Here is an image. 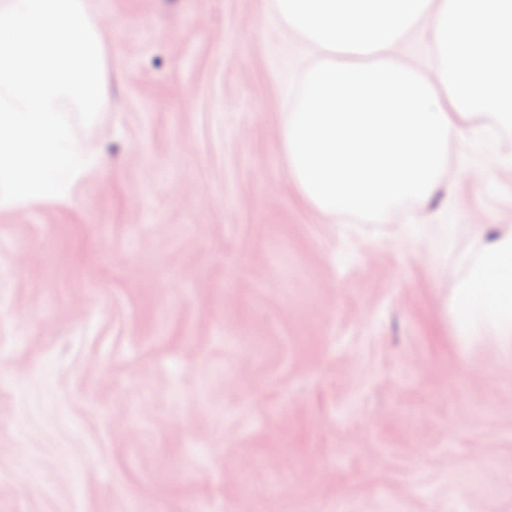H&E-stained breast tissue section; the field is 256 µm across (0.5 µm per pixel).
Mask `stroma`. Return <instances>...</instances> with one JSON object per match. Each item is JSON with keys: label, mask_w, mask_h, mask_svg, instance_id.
I'll use <instances>...</instances> for the list:
<instances>
[{"label": "stroma", "mask_w": 512, "mask_h": 512, "mask_svg": "<svg viewBox=\"0 0 512 512\" xmlns=\"http://www.w3.org/2000/svg\"><path fill=\"white\" fill-rule=\"evenodd\" d=\"M93 6L104 166L0 209V512H512V359L448 307L512 169L449 146L440 249L403 206L327 223L275 151L265 0Z\"/></svg>", "instance_id": "stroma-1"}]
</instances>
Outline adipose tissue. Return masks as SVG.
Returning <instances> with one entry per match:
<instances>
[{
	"instance_id": "adipose-tissue-1",
	"label": "adipose tissue",
	"mask_w": 512,
	"mask_h": 512,
	"mask_svg": "<svg viewBox=\"0 0 512 512\" xmlns=\"http://www.w3.org/2000/svg\"><path fill=\"white\" fill-rule=\"evenodd\" d=\"M465 261L468 272L457 280L449 306L460 341L487 337L512 356V228L474 242Z\"/></svg>"
}]
</instances>
